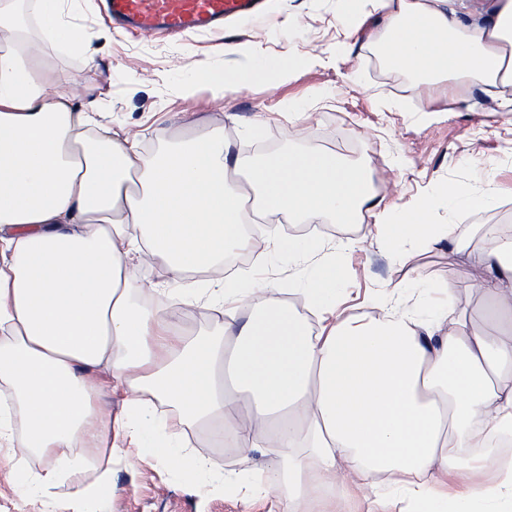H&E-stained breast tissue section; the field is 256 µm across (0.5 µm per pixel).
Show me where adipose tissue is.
<instances>
[{"label": "adipose tissue", "instance_id": "ef3b65f1", "mask_svg": "<svg viewBox=\"0 0 512 512\" xmlns=\"http://www.w3.org/2000/svg\"><path fill=\"white\" fill-rule=\"evenodd\" d=\"M23 2L0 0V447H13L20 407L26 451L50 459L31 492L65 481L84 512L110 502L111 467H91L82 452L95 439L115 456L133 448L174 470L209 471L163 436L159 400L181 425L219 431L225 447L273 443L281 512L335 489L341 471L360 489L383 477L424 512H499L512 494V460L499 452L512 436L511 335L472 330L444 308L423 320L397 301L337 318L332 263L304 290L321 316L315 333L276 288L252 290L244 323L192 334L179 312L136 300L130 285L144 255L173 282L223 271L249 207L302 224L367 215L391 246L435 248L462 240L461 226L430 223L426 200L394 210L365 170L326 151L247 163L215 121L152 154L115 131L90 135L96 106L32 50ZM453 2L342 0L339 23L347 35L377 17L369 47L413 73L423 111L461 84L512 110V0L470 21ZM67 4L35 0L38 24L79 53L88 33ZM285 69L277 58L223 72L197 62L184 89L235 92ZM486 236L480 290L512 315V235L491 225ZM105 390L121 409L104 420L95 403Z\"/></svg>", "mask_w": 512, "mask_h": 512}]
</instances>
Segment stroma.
<instances>
[{
    "label": "stroma",
    "instance_id": "stroma-1",
    "mask_svg": "<svg viewBox=\"0 0 512 512\" xmlns=\"http://www.w3.org/2000/svg\"><path fill=\"white\" fill-rule=\"evenodd\" d=\"M100 7V0H77L74 6L93 35L87 54H69L38 34L33 42L52 61L60 80L76 82L83 101L103 103L100 124L140 135L145 150L158 149L220 112L224 136L241 155L267 146L278 154L307 149L339 154L367 170L381 195L400 211L435 189L476 188L489 177L499 190L500 203L489 211L458 215L448 206H436L432 223L460 218L468 237L431 249L412 242L398 251L364 235L356 224L326 220L303 233L279 216L254 218L250 237L255 244L246 251L249 267L233 273V283L280 289L283 303L316 332L321 319L304 305L299 290L316 268L333 260L343 270L338 307L351 314L375 311L378 301L394 298L406 300L414 313L424 316L434 303L446 301L452 318H465L493 336L507 331V323L490 315L489 299L473 284L485 275L476 260L488 244L484 226H512V112L490 111L489 98L467 87L457 88L456 94L469 98V107L422 111L423 90L412 87L406 74L383 68L363 37H356L349 50L337 51L339 0H266L263 14L234 20L224 33L157 37L114 29ZM238 42L256 44L268 54H303L311 62L288 77L221 97L206 89L189 97L178 94L191 63L219 71L240 66L241 56L224 52L225 45ZM272 233L307 237L318 246L274 258L262 247ZM184 285L194 289L196 303H185L175 294L166 297L169 306L180 308L183 329H217L223 318L209 302L218 284L204 275L188 278ZM444 286L453 288L452 297L441 294ZM166 416V434L187 445L189 452L209 458L211 471L191 478L158 460L114 458L108 512H279L281 490L250 489L257 470H265L271 479L276 476L268 449L220 447L207 428L181 426L172 410ZM46 464L37 454L18 458L0 447V487L5 490L0 512H43L48 505L55 512H79L81 504L66 484L51 490V504L29 497L25 477Z\"/></svg>",
    "mask_w": 512,
    "mask_h": 512
}]
</instances>
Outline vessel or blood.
Returning a JSON list of instances; mask_svg holds the SVG:
<instances>
[{
	"mask_svg": "<svg viewBox=\"0 0 512 512\" xmlns=\"http://www.w3.org/2000/svg\"><path fill=\"white\" fill-rule=\"evenodd\" d=\"M256 8L257 0H106L113 24L143 35L216 31Z\"/></svg>",
	"mask_w": 512,
	"mask_h": 512,
	"instance_id": "1",
	"label": "vessel or blood"
}]
</instances>
